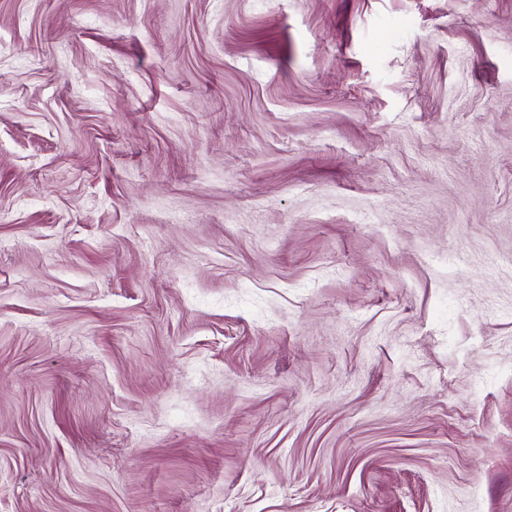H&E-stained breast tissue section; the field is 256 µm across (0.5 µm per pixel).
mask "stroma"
<instances>
[{
	"instance_id": "1",
	"label": "stroma",
	"mask_w": 512,
	"mask_h": 512,
	"mask_svg": "<svg viewBox=\"0 0 512 512\" xmlns=\"http://www.w3.org/2000/svg\"><path fill=\"white\" fill-rule=\"evenodd\" d=\"M0 512H512V0H0Z\"/></svg>"
}]
</instances>
